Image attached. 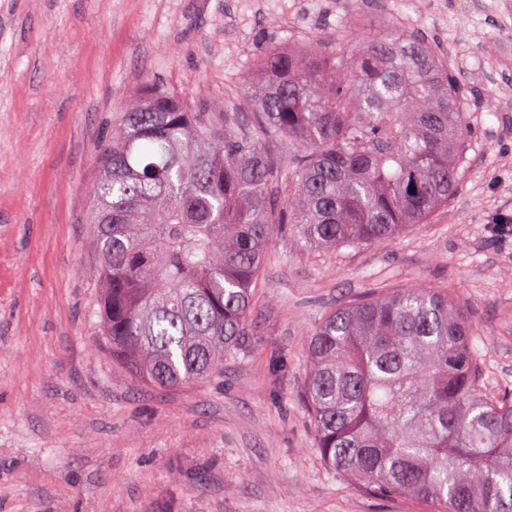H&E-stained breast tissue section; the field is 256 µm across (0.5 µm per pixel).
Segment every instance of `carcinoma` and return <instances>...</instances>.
Listing matches in <instances>:
<instances>
[{"label": "carcinoma", "instance_id": "carcinoma-1", "mask_svg": "<svg viewBox=\"0 0 512 512\" xmlns=\"http://www.w3.org/2000/svg\"><path fill=\"white\" fill-rule=\"evenodd\" d=\"M249 107L200 112L146 80L99 150L88 196L103 340L140 383L222 372L274 231L305 247L385 244L458 190L463 98L416 34L355 52L270 47ZM479 330L457 290L331 310L308 340L305 388L328 472L373 500L512 512V390L484 393Z\"/></svg>", "mask_w": 512, "mask_h": 512}]
</instances>
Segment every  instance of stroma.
<instances>
[{"label": "stroma", "instance_id": "stroma-1", "mask_svg": "<svg viewBox=\"0 0 512 512\" xmlns=\"http://www.w3.org/2000/svg\"><path fill=\"white\" fill-rule=\"evenodd\" d=\"M428 36L463 96L456 195L386 246L269 241L247 336L210 380L160 391L102 346L86 187L150 79L244 111L256 60L321 36ZM512 0H0V512H429L331 476L304 399L331 309L458 289L487 392L512 385Z\"/></svg>", "mask_w": 512, "mask_h": 512}]
</instances>
